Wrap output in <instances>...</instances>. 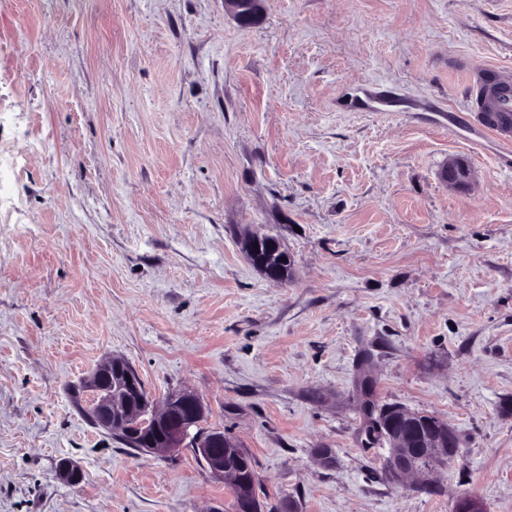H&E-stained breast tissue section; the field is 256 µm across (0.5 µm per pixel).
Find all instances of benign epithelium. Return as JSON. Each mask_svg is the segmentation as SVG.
Listing matches in <instances>:
<instances>
[{
  "instance_id": "obj_1",
  "label": "benign epithelium",
  "mask_w": 512,
  "mask_h": 512,
  "mask_svg": "<svg viewBox=\"0 0 512 512\" xmlns=\"http://www.w3.org/2000/svg\"><path fill=\"white\" fill-rule=\"evenodd\" d=\"M224 9L242 27H252L263 18V0H224ZM240 245L253 264L271 282L278 275L262 261L265 251L281 243L270 236L246 232ZM88 406L101 429L128 438L145 454L193 449L214 477L232 489L231 512H260L258 482L245 475L235 460L246 452L233 436L221 428H206L208 407L190 388L169 391L159 402L152 400L133 366L119 356L105 357L82 382ZM366 443L387 449L384 469L394 482L405 480L428 484L431 476L453 459L460 443L454 429L436 416L390 406L369 418ZM83 469L71 460L56 467V478L76 486ZM452 512H484L481 501L461 497Z\"/></svg>"
}]
</instances>
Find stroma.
<instances>
[{
    "label": "stroma",
    "instance_id": "1",
    "mask_svg": "<svg viewBox=\"0 0 512 512\" xmlns=\"http://www.w3.org/2000/svg\"><path fill=\"white\" fill-rule=\"evenodd\" d=\"M477 66L512 72V0H265L248 28L224 0H0V512L230 503L191 449L74 407L109 354L203 397L264 512H512V165L469 130ZM365 377L455 430L429 487L363 446ZM240 245L244 249V252L249 255L253 264L260 269L269 281L283 282L278 279V275L275 271L268 268L262 261L264 252L272 247H276L277 249L288 253L277 239L266 235L245 232L240 237Z\"/></svg>",
    "mask_w": 512,
    "mask_h": 512
}]
</instances>
